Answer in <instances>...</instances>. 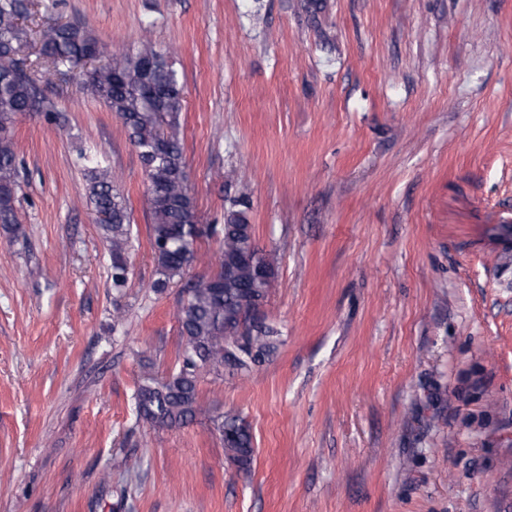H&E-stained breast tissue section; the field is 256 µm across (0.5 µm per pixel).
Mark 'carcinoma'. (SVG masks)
<instances>
[{
	"instance_id": "1",
	"label": "carcinoma",
	"mask_w": 512,
	"mask_h": 512,
	"mask_svg": "<svg viewBox=\"0 0 512 512\" xmlns=\"http://www.w3.org/2000/svg\"><path fill=\"white\" fill-rule=\"evenodd\" d=\"M28 12L29 0H0V227L9 233L19 230L16 118H54L55 107L42 92L38 71L26 64L27 50L36 44L46 71L84 76L86 91L119 116L139 154L149 183L150 237L158 266L151 288L161 292L183 277L197 260L199 239L219 240L217 270L189 282L177 310L182 338L177 368L163 380L142 378L135 391L138 419L154 427L183 426L197 410L200 371L246 376L274 351L277 331L255 319L251 303H266L275 265L255 245L245 199L236 200L240 209L227 211L224 223H199L193 198L181 181L182 94L166 57L145 43L116 59L108 43L75 23L54 24L35 33L24 23ZM76 152L89 203L112 255V287L124 288L133 247L127 200L99 159L80 148ZM214 427L226 458L239 469L248 468L254 448L239 416L225 413Z\"/></svg>"
}]
</instances>
